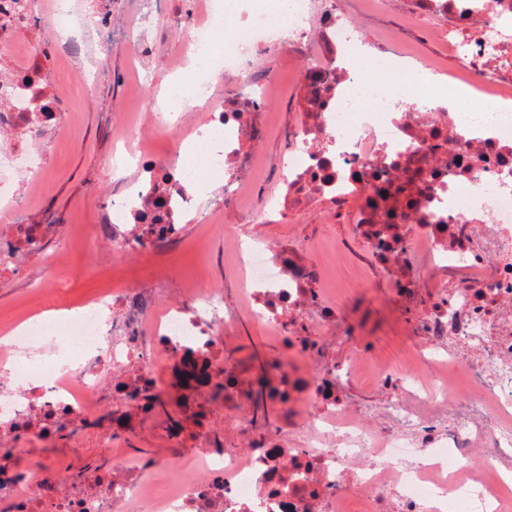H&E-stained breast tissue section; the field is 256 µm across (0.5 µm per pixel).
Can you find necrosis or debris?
Wrapping results in <instances>:
<instances>
[{
  "label": "necrosis or debris",
  "mask_w": 512,
  "mask_h": 512,
  "mask_svg": "<svg viewBox=\"0 0 512 512\" xmlns=\"http://www.w3.org/2000/svg\"><path fill=\"white\" fill-rule=\"evenodd\" d=\"M287 4L244 31L228 29L220 41L212 27L232 18L227 5L209 23L184 29L179 79L154 120L201 111L186 140L211 133L216 149L202 160L171 163L173 221L148 236L133 216L146 207L148 178L161 164L128 127L120 141L136 179L109 205L113 249L129 254L141 243L177 239L179 218L197 210L198 187L216 172L224 174L225 203L235 202L255 163L243 143L265 133L243 107L265 104L275 82L274 63L257 64L261 52L271 44L292 51L320 42L324 52L305 69L306 109L288 131L279 164L285 195L261 202L256 215L286 211L301 220L310 205L323 203L328 222L352 224L357 238L371 243L370 260L420 256L427 277L402 276L395 286L408 295L426 290L430 303L417 333L427 345L411 347V362L401 367L370 371L351 358L306 368L309 355L325 349L336 315L320 286L319 263L304 244L250 245L229 236L246 313L286 355L267 394L283 424L254 430L241 379L218 358L230 326L219 315L221 289L202 284L162 308L150 291L123 288L119 311L106 297L83 305L71 323L74 335L59 337L34 321L0 338V446L51 443L67 422L93 425L106 373L139 411L177 399L204 407L205 387L184 389L180 378L221 375L225 420L237 428V442L200 429L204 453L164 486L157 477L165 462L130 452L109 454L108 467L78 482L56 478L48 459L8 465L0 468V512H389L395 496L403 512H507L512 441L497 437L488 420L512 419V28L505 25L512 0H423L413 12L418 27L438 13L453 17L448 84L484 99L483 111L471 116L450 89L436 91L437 69L363 37L332 0ZM362 56L393 61L390 82L359 67ZM218 60L238 79L233 100L213 93ZM38 85L34 70L0 76L1 215L14 211V185L36 186L44 171L39 152L15 138L40 116ZM235 100L242 109L232 108ZM458 270L465 279L449 281ZM362 374L398 393L385 408L389 429L371 424L367 411L336 403L342 387ZM298 414L306 420L299 436L287 426ZM348 478L359 498L348 494Z\"/></svg>",
  "instance_id": "obj_1"
}]
</instances>
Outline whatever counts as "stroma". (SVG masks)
Returning <instances> with one entry per match:
<instances>
[{
  "label": "stroma",
  "instance_id": "stroma-1",
  "mask_svg": "<svg viewBox=\"0 0 512 512\" xmlns=\"http://www.w3.org/2000/svg\"><path fill=\"white\" fill-rule=\"evenodd\" d=\"M171 29L155 34L156 51L141 71L130 68V48L119 33H112L102 64H95L90 48L78 46L63 52L52 26V0H43L27 27L21 29L14 49L0 53V74L39 67L40 87L45 98L54 100L66 118L64 126L45 125L38 131L22 132L25 141H34L46 161L37 189H19L13 222L46 224L49 233L37 250L23 260L0 252V329L44 311L77 308L103 293L131 286L159 287L164 300L180 298L188 281L200 268L211 274V285L224 291V313L234 316L224 349L227 365L240 369L251 382L268 376L274 363L283 357L276 337L270 336L239 314L244 304L242 283L224 248L226 229L266 242L281 244L304 240H347L354 250L367 251L365 241L355 238L348 224H328L320 210L301 221L277 219L264 222L254 217L255 201L280 194L276 164L288 149V129L302 110L303 56L284 52L279 56V82L274 96L261 107V119L268 127L259 140V160L251 179L253 190L239 205H227L217 212L213 223L201 220L184 224L176 249L143 248L125 258L112 250V227L107 220L114 178L107 169L118 131L126 122L146 125V113L131 112L136 97L148 106L159 105L177 64L176 34L185 23L197 21L208 0H161ZM415 0H390L384 10L366 8L362 0H338L369 35L390 31L393 47L414 50L419 60L428 61L448 52L450 17L433 18L430 35L406 23ZM139 0H76L79 26L121 21L138 9ZM101 76L92 90H85L75 77L91 68ZM331 268L335 281L347 290L350 300L341 305L333 326L335 340L325 356L338 363L361 355L383 367L396 363L405 347L414 343L418 317L428 302L427 295L408 299L394 286L392 266L369 263L355 266L338 260ZM124 404L105 399L104 419L95 432H79L57 439L52 448L36 440L26 448L34 457L51 456L61 477L81 473L88 464L102 461L104 442L112 432V414L124 411ZM133 430L118 440V448H130L150 458H165L179 465L201 454L195 429H188L180 445L168 439L160 421L132 415Z\"/></svg>",
  "mask_w": 512,
  "mask_h": 512
}]
</instances>
